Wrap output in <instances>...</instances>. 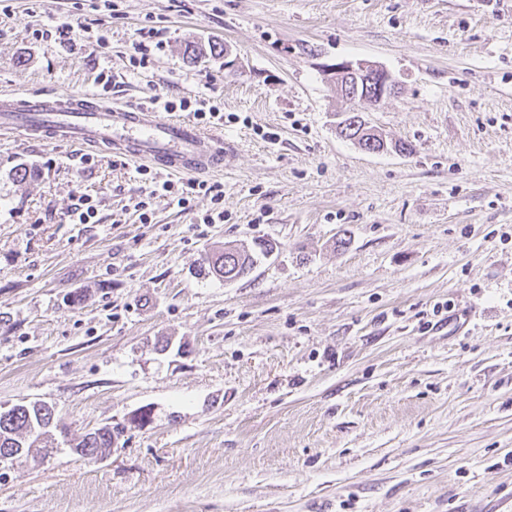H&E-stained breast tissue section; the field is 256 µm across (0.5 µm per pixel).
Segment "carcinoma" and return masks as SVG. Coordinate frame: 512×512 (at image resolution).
I'll list each match as a JSON object with an SVG mask.
<instances>
[{"label": "carcinoma", "mask_w": 512, "mask_h": 512, "mask_svg": "<svg viewBox=\"0 0 512 512\" xmlns=\"http://www.w3.org/2000/svg\"><path fill=\"white\" fill-rule=\"evenodd\" d=\"M254 256L244 249L226 248L208 257L209 272L225 280H236L250 272ZM52 407L39 401L21 403L0 411V455L25 456L34 461L45 452L50 427L54 421ZM114 443L112 426L105 425L82 435L73 449L82 456H102Z\"/></svg>", "instance_id": "1"}]
</instances>
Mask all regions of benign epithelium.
Listing matches in <instances>:
<instances>
[{
	"label": "benign epithelium",
	"instance_id": "benign-epithelium-1",
	"mask_svg": "<svg viewBox=\"0 0 512 512\" xmlns=\"http://www.w3.org/2000/svg\"><path fill=\"white\" fill-rule=\"evenodd\" d=\"M336 94L351 102H377L394 92L396 81L382 66L359 61L342 62L329 68Z\"/></svg>",
	"mask_w": 512,
	"mask_h": 512
}]
</instances>
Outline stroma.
<instances>
[{
    "instance_id": "stroma-1",
    "label": "stroma",
    "mask_w": 512,
    "mask_h": 512,
    "mask_svg": "<svg viewBox=\"0 0 512 512\" xmlns=\"http://www.w3.org/2000/svg\"><path fill=\"white\" fill-rule=\"evenodd\" d=\"M100 3L12 0L0 94L214 100L224 221L140 161L0 134V407L119 431L0 465V512H512V0ZM214 41L236 71L186 59ZM345 61L393 75L358 109L409 153L340 136ZM84 194L99 223H63ZM264 242L241 279L199 271ZM144 30L145 28L140 29V39L133 46L134 53L130 57V64L133 68H146L152 60V47L147 42H153L159 32L158 30L154 31V28ZM114 443L112 426L105 425L82 435L72 448L82 456H102L110 451Z\"/></svg>"
}]
</instances>
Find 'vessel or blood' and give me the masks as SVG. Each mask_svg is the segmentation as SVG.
<instances>
[{
	"label": "vessel or blood",
	"mask_w": 512,
	"mask_h": 512,
	"mask_svg": "<svg viewBox=\"0 0 512 512\" xmlns=\"http://www.w3.org/2000/svg\"><path fill=\"white\" fill-rule=\"evenodd\" d=\"M0 131L104 146L171 175L224 169L222 139L187 122L160 119L148 104L119 111L87 94L34 93L24 99L5 94L0 96Z\"/></svg>",
	"instance_id": "vessel-or-blood-1"
}]
</instances>
